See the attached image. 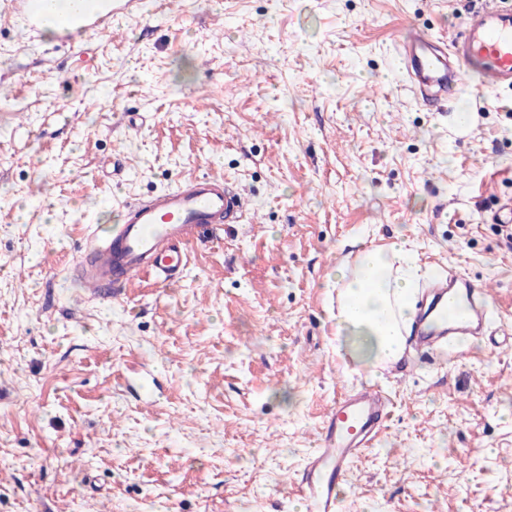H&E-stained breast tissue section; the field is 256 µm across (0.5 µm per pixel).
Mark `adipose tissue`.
Returning a JSON list of instances; mask_svg holds the SVG:
<instances>
[{
	"instance_id": "obj_1",
	"label": "adipose tissue",
	"mask_w": 512,
	"mask_h": 512,
	"mask_svg": "<svg viewBox=\"0 0 512 512\" xmlns=\"http://www.w3.org/2000/svg\"><path fill=\"white\" fill-rule=\"evenodd\" d=\"M427 276L415 252L398 243L361 249L354 267L337 268V307L332 316L337 355L372 374L399 361Z\"/></svg>"
}]
</instances>
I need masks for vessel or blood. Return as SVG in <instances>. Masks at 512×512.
<instances>
[{
  "mask_svg": "<svg viewBox=\"0 0 512 512\" xmlns=\"http://www.w3.org/2000/svg\"><path fill=\"white\" fill-rule=\"evenodd\" d=\"M44 0H5L9 17L32 36L42 32ZM140 0H85L58 24L64 36L106 32L117 15L136 16ZM396 52L411 92L424 103H447L466 75L488 79L492 89H512V6L501 0L474 11L460 34L445 41L406 28ZM239 194L210 176L182 179L149 200L125 204L120 223L95 229L80 247L79 279L103 295L119 297L138 276L165 284L179 278L188 249L204 230L243 223ZM493 313L484 291L464 274L435 277L418 301L409 339L418 352L447 355L485 336ZM390 418L381 390L361 388L337 396L320 429L317 448L295 484L306 512H340L353 461L378 441Z\"/></svg>",
  "mask_w": 512,
  "mask_h": 512,
  "instance_id": "vessel-or-blood-1",
  "label": "vessel or blood"
}]
</instances>
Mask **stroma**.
Masks as SVG:
<instances>
[{"instance_id":"35a3bbf8","label":"stroma","mask_w":512,"mask_h":512,"mask_svg":"<svg viewBox=\"0 0 512 512\" xmlns=\"http://www.w3.org/2000/svg\"><path fill=\"white\" fill-rule=\"evenodd\" d=\"M466 0H148L66 47L0 29V512H305L293 483L341 392L336 269L408 241L512 326V92L445 111L406 85L405 27ZM140 125L130 128V115ZM121 161L113 175V161ZM246 200L181 280L73 278L90 229L189 176ZM391 422L343 512H512V349L379 369Z\"/></svg>"}]
</instances>
